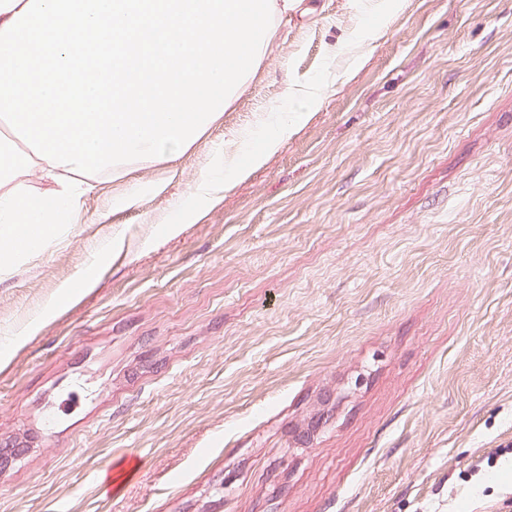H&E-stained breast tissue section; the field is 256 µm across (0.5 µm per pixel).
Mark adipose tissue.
<instances>
[{"label":"adipose tissue","mask_w":512,"mask_h":512,"mask_svg":"<svg viewBox=\"0 0 512 512\" xmlns=\"http://www.w3.org/2000/svg\"><path fill=\"white\" fill-rule=\"evenodd\" d=\"M295 124V119L279 111H272L261 122L262 136L258 146L249 148L247 162L225 167L224 177L220 180L207 174L201 175L196 184L197 192L205 196L207 202H215L221 189L246 179L253 168L260 166L266 156L274 152L281 142L292 134Z\"/></svg>","instance_id":"1"}]
</instances>
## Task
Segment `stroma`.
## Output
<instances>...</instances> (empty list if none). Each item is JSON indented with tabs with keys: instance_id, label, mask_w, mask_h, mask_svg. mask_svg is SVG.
I'll return each mask as SVG.
<instances>
[{
	"instance_id": "stroma-1",
	"label": "stroma",
	"mask_w": 512,
	"mask_h": 512,
	"mask_svg": "<svg viewBox=\"0 0 512 512\" xmlns=\"http://www.w3.org/2000/svg\"><path fill=\"white\" fill-rule=\"evenodd\" d=\"M313 2L188 151L0 272V512H512V0ZM279 112L284 111L277 108L262 120L261 125L264 130L258 141L259 144L256 147L249 148L248 161L245 164L237 163L224 167V179L223 177L213 178L209 174L200 176L196 184V190L206 197L208 203L218 201L217 194L223 188L226 189L235 182L246 179L253 168L260 166L265 157L274 152L281 142L292 134L300 116L288 119V114Z\"/></svg>"
}]
</instances>
